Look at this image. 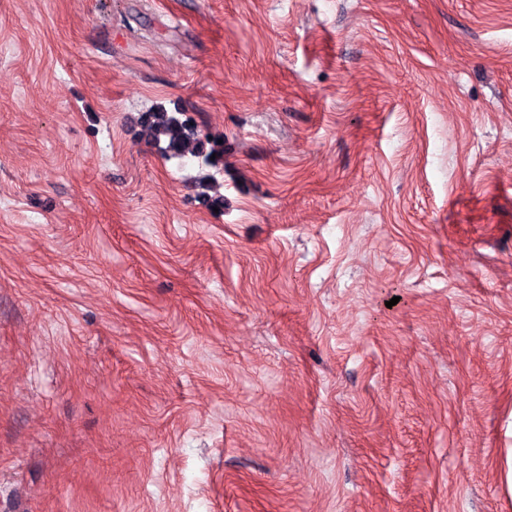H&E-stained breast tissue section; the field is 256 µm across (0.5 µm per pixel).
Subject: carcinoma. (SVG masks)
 <instances>
[{"mask_svg": "<svg viewBox=\"0 0 512 512\" xmlns=\"http://www.w3.org/2000/svg\"><path fill=\"white\" fill-rule=\"evenodd\" d=\"M146 135L166 157L183 158L191 155L206 166L215 161L211 156L216 152L210 140L201 137L187 121L169 112H147L142 118Z\"/></svg>", "mask_w": 512, "mask_h": 512, "instance_id": "obj_1", "label": "carcinoma"}]
</instances>
